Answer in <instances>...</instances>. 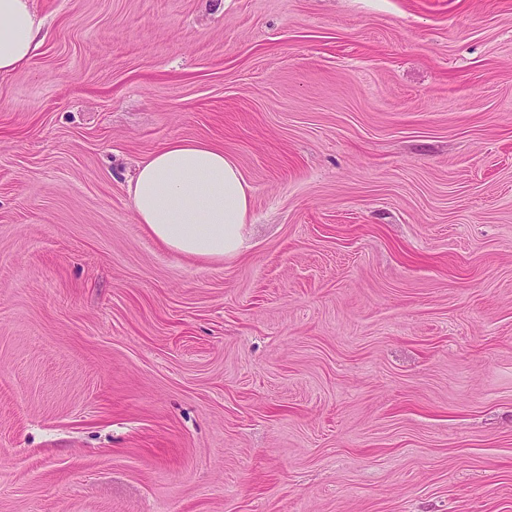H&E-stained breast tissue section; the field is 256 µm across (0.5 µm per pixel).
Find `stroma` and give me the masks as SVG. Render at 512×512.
<instances>
[{"instance_id":"1","label":"stroma","mask_w":512,"mask_h":512,"mask_svg":"<svg viewBox=\"0 0 512 512\" xmlns=\"http://www.w3.org/2000/svg\"><path fill=\"white\" fill-rule=\"evenodd\" d=\"M0 79V512H512V0H33ZM238 255L137 224L169 139ZM129 193L137 223L170 250L219 261L241 250L249 188L224 150L170 139L141 163Z\"/></svg>"}]
</instances>
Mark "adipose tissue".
<instances>
[{
    "instance_id": "1",
    "label": "adipose tissue",
    "mask_w": 512,
    "mask_h": 512,
    "mask_svg": "<svg viewBox=\"0 0 512 512\" xmlns=\"http://www.w3.org/2000/svg\"><path fill=\"white\" fill-rule=\"evenodd\" d=\"M40 28L32 0H0V77L29 61ZM129 193L138 223L170 250L219 261L239 253L249 188L222 149L170 139L141 163Z\"/></svg>"
}]
</instances>
